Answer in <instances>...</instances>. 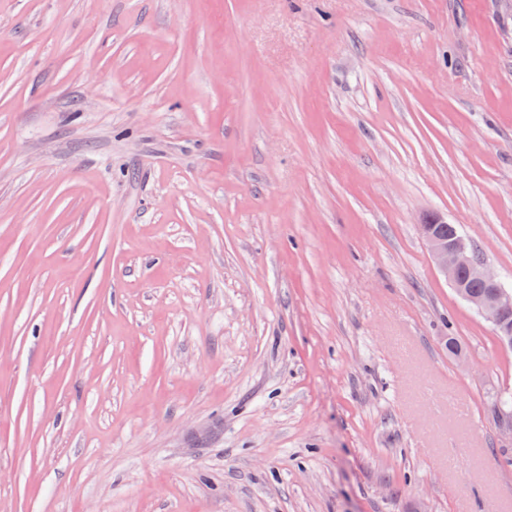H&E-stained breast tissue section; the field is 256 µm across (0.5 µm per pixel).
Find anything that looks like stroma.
Masks as SVG:
<instances>
[{
	"instance_id": "1",
	"label": "stroma",
	"mask_w": 512,
	"mask_h": 512,
	"mask_svg": "<svg viewBox=\"0 0 512 512\" xmlns=\"http://www.w3.org/2000/svg\"><path fill=\"white\" fill-rule=\"evenodd\" d=\"M436 214L512 287V0H0V512H512Z\"/></svg>"
}]
</instances>
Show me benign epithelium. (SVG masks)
<instances>
[{
  "mask_svg": "<svg viewBox=\"0 0 512 512\" xmlns=\"http://www.w3.org/2000/svg\"><path fill=\"white\" fill-rule=\"evenodd\" d=\"M447 220L439 215L428 218L421 225L432 256L458 297L482 314L494 328H500L502 314L512 310V291L507 289L500 277L489 270L478 259L470 246L460 237H446L434 231V225L445 224ZM468 273L481 280L488 292L472 296L462 288L461 277Z\"/></svg>",
  "mask_w": 512,
  "mask_h": 512,
  "instance_id": "benign-epithelium-1",
  "label": "benign epithelium"
}]
</instances>
